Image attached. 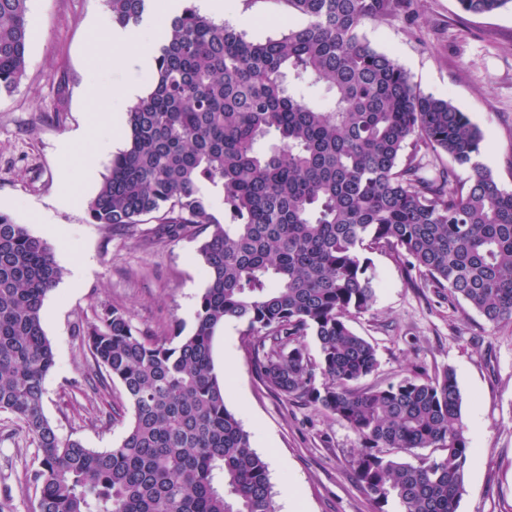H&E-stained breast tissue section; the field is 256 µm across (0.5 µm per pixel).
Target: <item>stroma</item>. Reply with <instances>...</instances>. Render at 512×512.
I'll use <instances>...</instances> for the list:
<instances>
[{
	"label": "stroma",
	"instance_id": "1",
	"mask_svg": "<svg viewBox=\"0 0 512 512\" xmlns=\"http://www.w3.org/2000/svg\"><path fill=\"white\" fill-rule=\"evenodd\" d=\"M28 8L26 75L12 93L0 94V211L35 236H42L46 220L64 234L49 241L64 276L43 307L55 354L44 381V412L61 436L106 450L120 443L128 423L109 420L104 410L125 396L117 382L96 394L81 391L97 372L82 329L113 308L161 338L179 326L191 330L206 286L200 241L158 237L151 220L125 232L90 223L87 203L112 161L98 144L109 138L120 150L125 141L122 126L110 121L111 101L89 103L85 88L93 81L145 85L151 71L113 66L114 48L101 29L111 17L105 0H28ZM224 20L252 39L291 22L284 0H224ZM359 34L393 56L422 93L448 98L466 113L484 136L478 164L512 191V0L485 16L462 13L456 0H408L404 11L365 23ZM88 126V138L61 151L65 136ZM89 154L98 157L91 176L81 165ZM65 187L73 205L57 203ZM370 259L377 301L350 321L377 351L378 368L367 384L454 369L472 449L458 512H512V322L489 325L463 300L408 277L387 251ZM251 342L242 324L226 321L213 339V359L227 408L268 464L275 502L295 487L304 512H397L395 502L378 504L357 481V435L345 422L269 390L252 363ZM37 464L24 430L0 413L4 512H31L36 490L26 472Z\"/></svg>",
	"mask_w": 512,
	"mask_h": 512
}]
</instances>
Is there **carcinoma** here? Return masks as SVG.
<instances>
[{"mask_svg":"<svg viewBox=\"0 0 512 512\" xmlns=\"http://www.w3.org/2000/svg\"><path fill=\"white\" fill-rule=\"evenodd\" d=\"M27 2L0 0V92L25 76ZM150 2L107 0L112 20L133 28ZM286 2L296 22L260 40L192 4L164 20L149 91L127 110L126 148L87 203L93 224L122 230L149 217L168 238L203 237L207 285L189 333L158 338L116 309L83 330L107 374L89 387L119 381L126 402L109 406L108 419L131 414L114 448L63 438L44 414L55 356L42 309L63 270L45 239L0 212V413L21 421L40 451L27 476L38 491L32 512H277L267 465L214 371L213 338L228 319L253 337L269 388L357 434L355 473L373 499L458 512L471 448L456 373L361 387L378 360L349 321L376 303L365 256L374 249L489 324L511 321L512 193L475 163L484 137L466 113L422 94L360 37L403 0ZM510 2L457 5L486 15ZM312 87L325 102L305 93ZM422 151L452 164L430 173ZM458 166L473 175L460 180ZM383 448L442 454L412 464Z\"/></svg>","mask_w":512,"mask_h":512,"instance_id":"carcinoma-1","label":"carcinoma"}]
</instances>
